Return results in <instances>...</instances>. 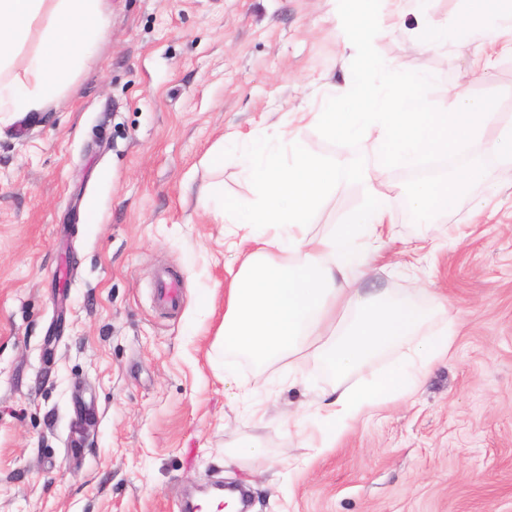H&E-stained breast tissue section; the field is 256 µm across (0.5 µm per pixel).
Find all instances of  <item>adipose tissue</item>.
<instances>
[{"mask_svg":"<svg viewBox=\"0 0 512 512\" xmlns=\"http://www.w3.org/2000/svg\"><path fill=\"white\" fill-rule=\"evenodd\" d=\"M106 0H0V123L13 115L47 111L72 83L109 27ZM466 13L434 22L418 18L405 34L419 53L456 42L470 57L451 80L418 67L409 71L373 55L369 31L387 28L399 0H342L341 57L344 87L331 88L308 124L331 139L372 140L379 163L413 169L466 153L483 143L481 169L512 164V119H502L492 97L472 93L501 57H512V0H471ZM446 82L448 103L434 106L430 88ZM251 198L222 201L225 223L265 227L244 237L238 266L228 267L229 288L220 334L224 350L263 365L313 347L315 371L327 379L313 404L288 414L290 433L306 447L332 448L363 415L411 393L434 363L447 357L454 335L445 322L431 336L420 329L445 312L430 289L400 295L368 289L364 282L380 244L405 210L415 224L437 223L456 206L470 176L422 181L399 190L368 182V209L329 234L311 231L337 185L351 171L346 161L305 152L297 136L274 130L252 136L238 157ZM417 342L404 359L371 371L381 353ZM370 370L367 381L345 386L352 373Z\"/></svg>","mask_w":512,"mask_h":512,"instance_id":"ef3b65f1","label":"adipose tissue"}]
</instances>
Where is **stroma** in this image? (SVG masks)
<instances>
[{"label": "stroma", "mask_w": 512, "mask_h": 512, "mask_svg": "<svg viewBox=\"0 0 512 512\" xmlns=\"http://www.w3.org/2000/svg\"><path fill=\"white\" fill-rule=\"evenodd\" d=\"M338 0H107L109 28L48 111L0 125V512H180L187 491L246 487L249 512H512V165L477 173L444 223L399 215L368 276L448 300L447 360L406 398L364 415L330 450L288 436L311 394L276 386L303 356L227 371L224 270L230 227L204 184L248 198L237 157L255 133H298L305 151L353 157L373 178V142L299 122L344 85ZM369 50L403 69L454 74L452 45L418 56L402 30ZM512 116V58L476 85ZM224 146V167L205 159ZM486 198L478 223L470 201ZM371 203L346 181L312 232ZM179 273L156 311L151 281ZM95 417L74 447L78 400ZM258 438L264 456L231 449Z\"/></svg>", "instance_id": "obj_1"}]
</instances>
